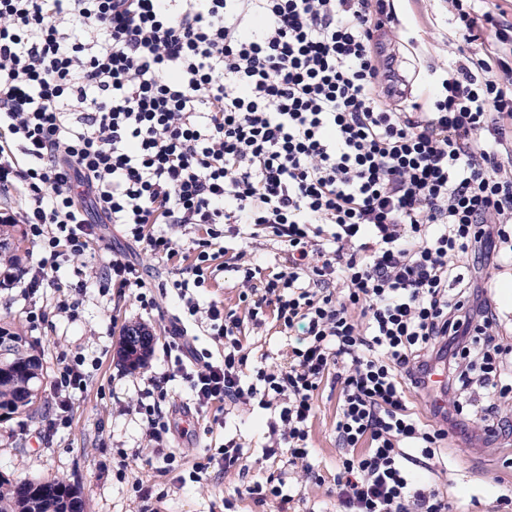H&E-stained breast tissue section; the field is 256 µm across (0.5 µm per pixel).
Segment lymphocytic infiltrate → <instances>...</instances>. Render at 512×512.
<instances>
[{
    "mask_svg": "<svg viewBox=\"0 0 512 512\" xmlns=\"http://www.w3.org/2000/svg\"><path fill=\"white\" fill-rule=\"evenodd\" d=\"M475 2L454 0L453 20L482 55L449 64L428 111L403 112L382 94L397 80L377 46L389 0H0V192L21 199L0 223L25 225L39 250L0 286L36 295L103 224L160 260L191 253L168 285L223 352L198 350L179 319L163 352L197 413L220 426L229 402L277 408L262 459L287 449L308 479L315 398L333 380L338 512H455L433 483L449 429L512 430V345L488 298L512 266V20ZM187 226L195 237L172 235ZM245 226L288 253L283 267L233 265L255 325L304 331L278 365L248 367L240 318L194 296ZM103 271L155 309L140 264L115 255ZM437 361L446 428L408 399ZM90 378L82 357L60 358L57 421ZM170 379L135 407L151 457L120 465L162 458L178 486L249 470L232 437L173 474Z\"/></svg>",
    "mask_w": 512,
    "mask_h": 512,
    "instance_id": "lymphocytic-infiltrate-1",
    "label": "lymphocytic infiltrate"
}]
</instances>
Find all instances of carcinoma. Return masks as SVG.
<instances>
[{
	"label": "carcinoma",
	"mask_w": 512,
	"mask_h": 512,
	"mask_svg": "<svg viewBox=\"0 0 512 512\" xmlns=\"http://www.w3.org/2000/svg\"><path fill=\"white\" fill-rule=\"evenodd\" d=\"M23 240L0 245V264L18 266ZM0 365L7 375L0 378V418L25 415L35 422L43 404L28 411L17 405L31 390L41 388L44 367L41 355L17 333L0 328ZM81 489L60 478L44 479L33 487L25 479L0 477V512H81Z\"/></svg>",
	"instance_id": "1"
}]
</instances>
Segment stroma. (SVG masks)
<instances>
[{
  "mask_svg": "<svg viewBox=\"0 0 512 512\" xmlns=\"http://www.w3.org/2000/svg\"><path fill=\"white\" fill-rule=\"evenodd\" d=\"M390 5L397 20L385 29L380 43L402 75L405 93L391 96L389 102L402 107L414 102L427 104L435 88V70L451 59L465 61L475 48L459 39L450 22L454 12L452 0H390ZM100 233L104 250L94 249L84 258L65 262L57 273L65 284L80 276L87 282V290L79 298L77 321L54 315L58 298L54 287L41 288L32 299L24 288H0V326L19 332L34 344L46 378L42 419L31 422L20 416L0 423V473L35 480L61 478L77 485L83 494L84 512H274L273 505H259L248 498L225 505L224 499L235 484L231 477H214L207 483H189L181 488L158 478L153 480L154 494L149 504L144 506L137 500L134 484L149 478L148 473L134 466L120 468L116 451L123 448L143 456L152 453L134 407L147 379L167 368L162 343L179 312V304L171 290L160 297L158 309L146 311L134 300L118 295L116 289L104 288L102 266L111 251L144 265L152 283L164 282L167 273L165 266L157 264L112 225H101ZM241 290L238 273L227 269L209 281L198 292L197 299L203 306L217 300L225 308L236 310L243 320L241 331L248 340L251 364L280 361L290 344L295 343L297 331L282 333L272 325L253 328L246 320L245 304L239 301ZM34 303L49 314L48 320L35 330L27 318ZM132 324L145 326L155 336L151 356L143 367L135 370L120 356L122 331ZM77 354L98 359L99 367L87 391L76 395L68 424L53 431L48 425L53 416L51 382L60 356ZM168 392L163 409L176 451L191 456L207 446L222 444L225 437L235 436L245 443L248 455L261 456L268 442L267 423L274 416L273 410L257 405H227L225 428L210 433L203 423L193 421L194 407L181 381L170 382ZM336 401V391L330 385H322L310 432L315 478L299 481L295 469H282L277 462L268 467L269 472L282 471L290 481L299 482L297 512H336ZM447 446L453 473L436 476L441 491L459 502L463 512H504L496 498L512 487V468L505 463L506 458L512 457V435L498 437L475 449L452 433Z\"/></svg>",
  "mask_w": 512,
  "mask_h": 512,
  "instance_id": "obj_1",
  "label": "stroma"
}]
</instances>
